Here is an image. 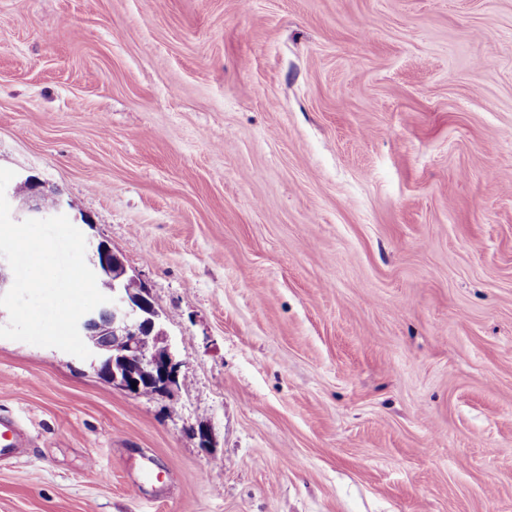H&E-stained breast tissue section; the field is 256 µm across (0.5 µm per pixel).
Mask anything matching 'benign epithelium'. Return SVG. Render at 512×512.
<instances>
[{
	"mask_svg": "<svg viewBox=\"0 0 512 512\" xmlns=\"http://www.w3.org/2000/svg\"><path fill=\"white\" fill-rule=\"evenodd\" d=\"M21 186L27 189L32 217L44 219L61 213L60 199H55L51 208L41 203L46 192L36 178L26 177ZM90 269L97 279L111 282L108 296L114 298L79 321L91 365L101 379L129 395L172 393L179 385L182 361L168 343L147 287L143 285L137 292L127 287L136 276L128 274L122 258L104 240L92 243Z\"/></svg>",
	"mask_w": 512,
	"mask_h": 512,
	"instance_id": "benign-epithelium-1",
	"label": "benign epithelium"
}]
</instances>
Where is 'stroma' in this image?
I'll return each mask as SVG.
<instances>
[{"label": "stroma", "mask_w": 512, "mask_h": 512, "mask_svg": "<svg viewBox=\"0 0 512 512\" xmlns=\"http://www.w3.org/2000/svg\"><path fill=\"white\" fill-rule=\"evenodd\" d=\"M0 167L182 362L0 338V512H512V0H0ZM20 185L27 189V202H34V204L28 205L27 210L32 217L44 219L49 218L50 216H57L61 213L64 205L60 199H55L54 205L52 199H47L45 201V205L47 207L41 203L46 192L44 190V185L36 178L28 176L21 181ZM90 269L104 294L112 284L113 302L102 304L79 321L91 352V365L105 382L129 395L171 394L179 385L182 362L172 350L147 287L129 275L122 258L104 240L92 242ZM129 280L140 284L138 292ZM132 382L137 388H132ZM29 442L28 432L16 421L0 418V460L17 456Z\"/></svg>", "instance_id": "obj_1"}]
</instances>
